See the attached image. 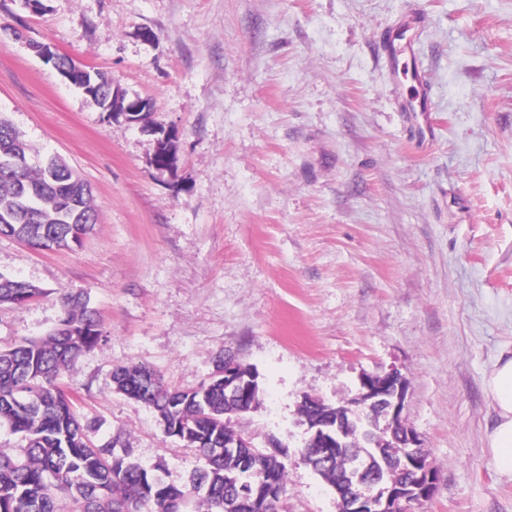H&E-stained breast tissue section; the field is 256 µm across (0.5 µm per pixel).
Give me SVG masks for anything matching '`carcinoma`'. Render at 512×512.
Listing matches in <instances>:
<instances>
[{"label": "carcinoma", "mask_w": 512, "mask_h": 512, "mask_svg": "<svg viewBox=\"0 0 512 512\" xmlns=\"http://www.w3.org/2000/svg\"><path fill=\"white\" fill-rule=\"evenodd\" d=\"M86 96L112 116L114 88L90 75ZM31 147L0 116V235L33 245L67 247L96 224L98 210L87 185L59 158L31 164ZM47 295L25 280L0 274V306H23ZM63 317L40 338L0 348V428L20 438L16 449H0V512H279L288 471L276 453L257 446L236 455L224 452L235 430L234 416L247 412L253 396L224 392V360L243 373L250 365L234 354L219 356L209 380L188 389L170 388L145 366H120L117 391L143 402L158 415L165 437L192 448L203 460L189 483L176 486L144 466L132 449L116 442L94 444L95 425L82 420L59 375L86 351L106 341L97 311L84 293L62 290ZM310 429L301 454L312 469L338 489L375 478L406 483L413 478L396 451L398 434L380 427L382 408L361 415L345 405L305 397L299 409ZM346 426L336 447V422Z\"/></svg>", "instance_id": "carcinoma-1"}]
</instances>
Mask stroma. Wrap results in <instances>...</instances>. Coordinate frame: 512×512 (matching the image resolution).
<instances>
[{
  "label": "stroma",
  "instance_id": "obj_1",
  "mask_svg": "<svg viewBox=\"0 0 512 512\" xmlns=\"http://www.w3.org/2000/svg\"><path fill=\"white\" fill-rule=\"evenodd\" d=\"M43 4L0 0V114L90 184L98 219L66 250L0 236V273L47 291L0 308V348L53 329L58 290L87 293L106 341L58 382L94 443L119 440L174 485L193 450L116 392L112 370L143 365L187 389L235 353L262 394L232 427L288 454L279 512H337L301 455L303 397L344 402L364 374L395 370L438 471L412 512H512L483 388L512 350V0ZM414 7L426 151L373 46ZM35 42L149 98L148 120L107 118ZM159 126L176 132L167 170L151 163Z\"/></svg>",
  "mask_w": 512,
  "mask_h": 512
}]
</instances>
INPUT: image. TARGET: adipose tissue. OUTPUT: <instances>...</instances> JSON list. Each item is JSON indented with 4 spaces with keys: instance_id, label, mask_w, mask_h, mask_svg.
<instances>
[{
    "instance_id": "adipose-tissue-1",
    "label": "adipose tissue",
    "mask_w": 512,
    "mask_h": 512,
    "mask_svg": "<svg viewBox=\"0 0 512 512\" xmlns=\"http://www.w3.org/2000/svg\"><path fill=\"white\" fill-rule=\"evenodd\" d=\"M483 385L496 412L488 435L493 450L491 464L500 474L512 476V352L500 354Z\"/></svg>"
}]
</instances>
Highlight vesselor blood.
Wrapping results in <instances>:
<instances>
[{
	"mask_svg": "<svg viewBox=\"0 0 512 512\" xmlns=\"http://www.w3.org/2000/svg\"><path fill=\"white\" fill-rule=\"evenodd\" d=\"M424 18L419 11L406 13L404 18L383 28L376 36V51L395 79L392 90L402 112L430 111V85L417 57L406 50L423 28Z\"/></svg>",
	"mask_w": 512,
	"mask_h": 512,
	"instance_id": "b4317fda",
	"label": "vessel or blood"
}]
</instances>
